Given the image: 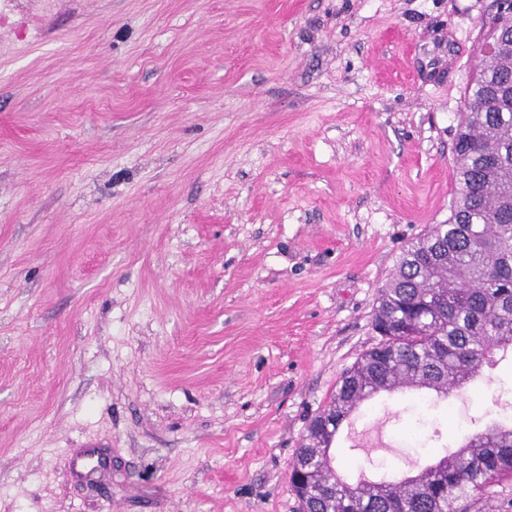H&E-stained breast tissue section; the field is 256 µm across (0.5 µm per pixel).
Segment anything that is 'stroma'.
I'll return each instance as SVG.
<instances>
[{"instance_id":"obj_1","label":"stroma","mask_w":512,"mask_h":512,"mask_svg":"<svg viewBox=\"0 0 512 512\" xmlns=\"http://www.w3.org/2000/svg\"><path fill=\"white\" fill-rule=\"evenodd\" d=\"M496 9L0 0V512H300L310 419L450 215ZM509 379L380 393L342 423L337 472L416 474ZM89 445L112 471L74 482Z\"/></svg>"}]
</instances>
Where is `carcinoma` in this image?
Returning <instances> with one entry per match:
<instances>
[{
	"instance_id": "1",
	"label": "carcinoma",
	"mask_w": 512,
	"mask_h": 512,
	"mask_svg": "<svg viewBox=\"0 0 512 512\" xmlns=\"http://www.w3.org/2000/svg\"><path fill=\"white\" fill-rule=\"evenodd\" d=\"M512 36V8L483 23ZM459 113L456 192L448 222L402 253L380 290L372 328L378 343L346 369L320 415L336 420L322 448L301 446L289 474L335 472L334 432L357 406L400 382L449 398L484 368L512 362V54L479 66ZM465 438L459 451L417 477L356 484L335 476L332 495L309 483L301 512H465L469 500L512 479V415Z\"/></svg>"
}]
</instances>
